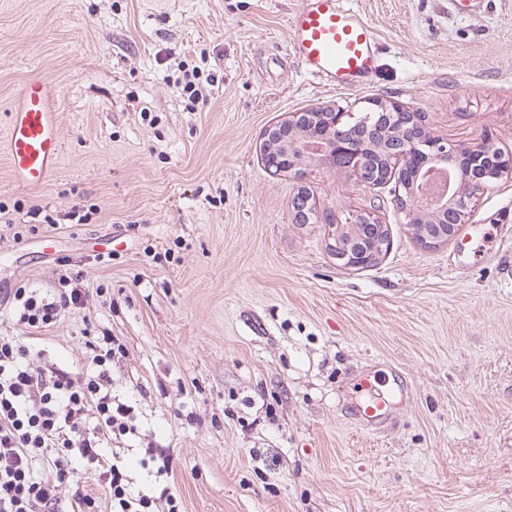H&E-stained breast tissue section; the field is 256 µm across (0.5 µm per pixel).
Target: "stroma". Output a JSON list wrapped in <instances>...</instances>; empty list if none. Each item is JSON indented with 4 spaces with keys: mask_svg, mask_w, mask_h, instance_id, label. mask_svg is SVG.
Wrapping results in <instances>:
<instances>
[{
    "mask_svg": "<svg viewBox=\"0 0 512 512\" xmlns=\"http://www.w3.org/2000/svg\"><path fill=\"white\" fill-rule=\"evenodd\" d=\"M299 5L0 0V140L33 76L58 90L62 139L39 192L0 151V289L81 274L83 305L24 341L67 371L87 367V337L125 347L112 395L137 431L106 446L132 492L170 488L181 512H512V176L435 247L387 210L388 252L352 270L327 225L293 222L299 184L259 154L288 113L387 97L511 157L512 0H349L378 39L357 90L292 56ZM195 67L209 85L193 105ZM308 187L342 218L368 203L326 166ZM367 371L389 401L376 432L350 419Z\"/></svg>",
    "mask_w": 512,
    "mask_h": 512,
    "instance_id": "stroma-1",
    "label": "stroma"
}]
</instances>
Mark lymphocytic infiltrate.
I'll use <instances>...</instances> for the list:
<instances>
[{
  "instance_id": "lymphocytic-infiltrate-1",
  "label": "lymphocytic infiltrate",
  "mask_w": 512,
  "mask_h": 512,
  "mask_svg": "<svg viewBox=\"0 0 512 512\" xmlns=\"http://www.w3.org/2000/svg\"><path fill=\"white\" fill-rule=\"evenodd\" d=\"M16 323L26 332L54 325L62 314L82 303L74 278L61 274L56 290L41 294L9 289ZM89 375L35 364L28 346L12 336H0V512H34L52 508L59 488L70 483L71 458L103 477L115 512H141L150 496L132 497L119 457L100 451L103 436L134 433L128 406L113 404L109 367L124 348L109 336L90 341ZM53 460L51 472L35 470L37 460Z\"/></svg>"
}]
</instances>
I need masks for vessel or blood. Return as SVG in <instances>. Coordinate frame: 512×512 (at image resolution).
Returning <instances> with one entry per match:
<instances>
[{"label": "vessel or blood", "instance_id": "vessel-or-blood-1", "mask_svg": "<svg viewBox=\"0 0 512 512\" xmlns=\"http://www.w3.org/2000/svg\"><path fill=\"white\" fill-rule=\"evenodd\" d=\"M290 50L312 80L336 88L361 86L377 68L378 41L370 24L345 0H302L289 20ZM58 93L44 79L23 83L9 112L4 149L15 180L26 189H44L61 158ZM379 381L363 376L365 392L353 412L363 431L380 430L387 418Z\"/></svg>", "mask_w": 512, "mask_h": 512}]
</instances>
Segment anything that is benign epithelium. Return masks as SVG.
Returning a JSON list of instances; mask_svg holds the SVG:
<instances>
[{
    "instance_id": "obj_1",
    "label": "benign epithelium",
    "mask_w": 512,
    "mask_h": 512,
    "mask_svg": "<svg viewBox=\"0 0 512 512\" xmlns=\"http://www.w3.org/2000/svg\"><path fill=\"white\" fill-rule=\"evenodd\" d=\"M383 130L391 131L387 148L388 172L377 171L361 153L359 142ZM497 153L492 136L484 135L469 144H453L431 134L425 120L392 99H373L358 112L341 108L318 107L294 112L265 129L260 145V158L269 169L277 166L300 182L302 193L295 202L294 219L300 224L310 221L326 224L335 230L332 250L342 265L360 268L370 265L374 253L352 251L343 243L348 224H380L383 204L370 202V206L355 215V219L341 221L334 213L319 210L306 196L307 180L316 167L307 164L310 158L325 160L333 167L354 177L368 188L390 187L389 203L403 214L407 223L418 222L419 209L433 213L437 223L431 232L421 237L420 244L434 247L455 237L459 225H442L448 209L464 212L468 209L473 192L489 186L501 173L485 169L468 185L469 192L455 193L453 199L422 192L419 186H430L439 177L440 162L450 156L465 155L472 165L481 166L483 158Z\"/></svg>"
}]
</instances>
